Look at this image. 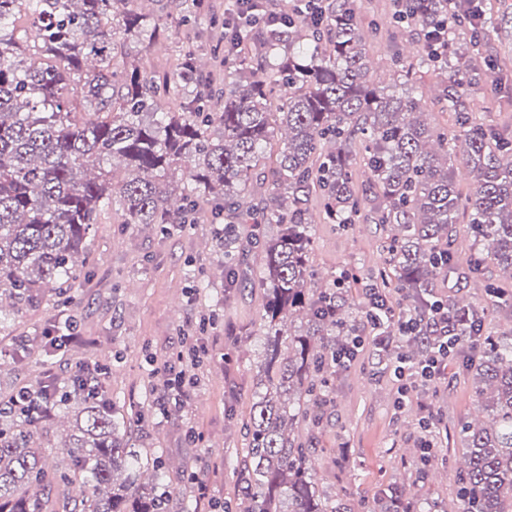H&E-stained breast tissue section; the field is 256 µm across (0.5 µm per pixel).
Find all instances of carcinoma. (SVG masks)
Returning a JSON list of instances; mask_svg holds the SVG:
<instances>
[{
  "label": "carcinoma",
  "mask_w": 512,
  "mask_h": 512,
  "mask_svg": "<svg viewBox=\"0 0 512 512\" xmlns=\"http://www.w3.org/2000/svg\"><path fill=\"white\" fill-rule=\"evenodd\" d=\"M176 1L181 24L205 16L225 25L224 73L203 70L189 43L171 69H142L125 45L159 39L166 21L136 0H0V326L71 287L106 210L128 226L173 227L191 223L196 202L207 200L211 223L224 224L227 288L242 284L238 225L263 254L258 394L244 425L248 448L233 467L241 493L231 512H351L319 491L302 433L328 397L325 369L355 332L342 292L349 277L315 284L308 202L317 193L324 223L344 226L368 201L371 223L388 230L385 267L371 287L396 282L422 320L405 354L426 353L437 301L448 307V335L467 345L480 337L470 373L489 420L460 424L466 458L454 512H512V331L483 333L489 312L512 309V289L493 284L467 304L435 291L457 273L462 214L473 239L469 276H484L489 259L512 282V137L461 109L472 79L466 55L426 52L418 62L455 114L465 149L454 158L445 129L419 119L412 69L401 68L394 87L375 82L357 0H319L315 19L259 4L260 22L239 9L224 21L201 0H168ZM393 18L426 33L451 9L448 0H405ZM273 151V165L260 169ZM359 154L367 196L353 180ZM456 160L473 180L466 195ZM256 183L267 195L248 202ZM268 224L276 234L266 235ZM297 320L299 330H285ZM39 389L33 414L0 400V512H46L60 484L80 488L63 494L62 512H193L175 491L158 490L168 462H142L111 398L48 374ZM57 417L69 426L55 442ZM48 448L61 454L52 470Z\"/></svg>",
  "instance_id": "cac0c4a2"
}]
</instances>
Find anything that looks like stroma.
<instances>
[{"instance_id":"stroma-1","label":"stroma","mask_w":512,"mask_h":512,"mask_svg":"<svg viewBox=\"0 0 512 512\" xmlns=\"http://www.w3.org/2000/svg\"><path fill=\"white\" fill-rule=\"evenodd\" d=\"M492 30L472 52L470 27L449 26V40L457 50L471 53L478 74L463 96L464 108L480 123L512 135V0H485ZM364 28L370 37L373 74L393 84V61H417L423 49L419 28L396 29L389 20L394 0H358ZM148 0L143 9H162ZM170 13V28L156 45L140 51L149 70L175 63L185 42H193L200 59L210 62L212 34L198 23L195 38ZM427 123L457 135L448 102L434 74H417L414 91ZM312 267L322 284L344 272L355 274L353 307L365 305L362 284L383 265L385 230L360 218L343 227L322 223L317 203H310ZM87 276L69 290L72 302L58 307L46 298L21 318L0 329V351L28 345L29 356L0 367V394L38 386L40 369L66 378L89 363L101 366L99 380L117 412L132 421L142 450H162L172 467L189 465L194 482H179L180 495L194 499L195 512H210L212 503L236 499L232 464L246 440L243 424L256 395V365L262 348L258 336L263 312L260 289L224 291L222 259L213 247L210 206L199 203L192 224L161 234L152 224L126 226L103 213L90 239ZM76 321L80 340L45 350L41 342L51 321ZM209 353L192 368L194 383L184 405L160 413L162 368L192 343ZM384 350L366 345L358 359L337 368L328 401L311 430L312 461L321 490L337 493L353 512H369L388 489L400 487L407 497L423 504L424 512H453L456 472L464 454L458 435L461 421L478 404L473 382L460 361L433 383L419 387L404 409L394 406L396 384ZM430 408L437 423L434 465L422 470L419 420ZM211 488L209 500H198L197 484Z\"/></svg>"}]
</instances>
